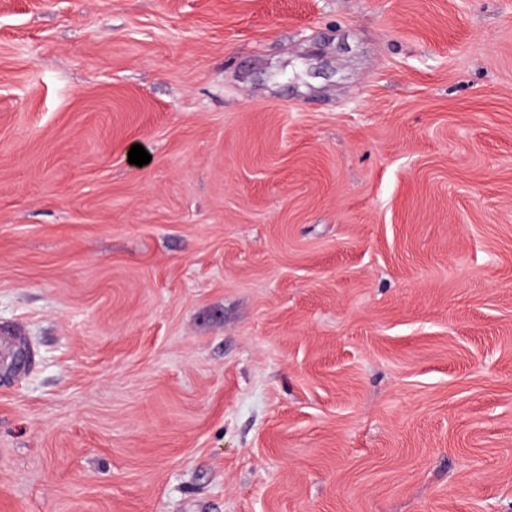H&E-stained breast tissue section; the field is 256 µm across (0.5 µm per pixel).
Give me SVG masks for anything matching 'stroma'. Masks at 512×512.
Here are the masks:
<instances>
[{"mask_svg":"<svg viewBox=\"0 0 512 512\" xmlns=\"http://www.w3.org/2000/svg\"><path fill=\"white\" fill-rule=\"evenodd\" d=\"M14 327L0 512H512V0H0Z\"/></svg>","mask_w":512,"mask_h":512,"instance_id":"stroma-1","label":"stroma"}]
</instances>
